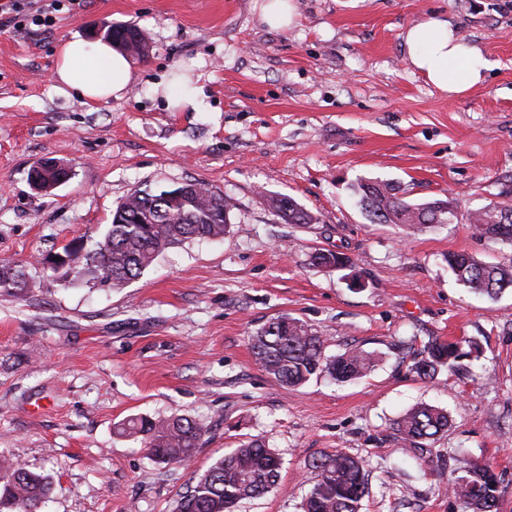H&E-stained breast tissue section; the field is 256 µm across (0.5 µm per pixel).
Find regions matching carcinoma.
<instances>
[{"label": "carcinoma", "instance_id": "1", "mask_svg": "<svg viewBox=\"0 0 512 512\" xmlns=\"http://www.w3.org/2000/svg\"><path fill=\"white\" fill-rule=\"evenodd\" d=\"M360 203L373 224H395L411 235L434 224H446L458 213L442 200L411 204L397 196L387 183L368 181L359 186ZM267 203L290 224L307 225L315 216L294 198L272 194ZM233 199L193 182L154 190L145 186L130 194L115 210L111 227L93 247L80 246L71 256L65 274L73 280L88 278L103 287L119 288L139 277L163 250L189 239H219L230 224ZM466 220L475 233L490 241L512 244V203L469 212ZM313 261L322 266H348L341 252L318 250ZM448 267L457 280L472 291L496 297L512 288V259L488 265L472 253L448 254ZM27 290L24 269L0 264V292L21 296ZM256 361L272 381L299 386L312 376L328 373L337 382L363 376L371 357L348 351L333 360L325 357L323 341L302 321L282 315L270 320L251 337ZM477 342L431 340L411 371L422 380H435L446 370H466V362L479 357ZM448 428V414L441 408L420 404L394 423L404 448H423ZM127 436H142L150 456L159 464H179L201 445L203 428L194 420L177 416L153 420L135 417L118 427ZM282 462L275 450L258 439L241 443L217 459L183 496L175 512H234L246 499L274 489ZM310 489L303 512H360L368 492L362 461L342 451L325 452L308 463ZM48 491L47 478L0 455V512H39ZM453 492L470 512H493L498 506V480L488 465L472 464L453 480Z\"/></svg>", "mask_w": 512, "mask_h": 512}]
</instances>
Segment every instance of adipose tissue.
Wrapping results in <instances>:
<instances>
[{"mask_svg":"<svg viewBox=\"0 0 512 512\" xmlns=\"http://www.w3.org/2000/svg\"><path fill=\"white\" fill-rule=\"evenodd\" d=\"M403 39L411 65L437 89L454 96L484 83L491 67L482 48L463 41L441 16L409 27ZM51 79L59 94L96 103L122 99L133 69L128 57L112 44L68 40L59 49Z\"/></svg>","mask_w":512,"mask_h":512,"instance_id":"obj_1","label":"adipose tissue"}]
</instances>
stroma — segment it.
<instances>
[{
    "label": "stroma",
    "mask_w": 512,
    "mask_h": 512,
    "mask_svg": "<svg viewBox=\"0 0 512 512\" xmlns=\"http://www.w3.org/2000/svg\"><path fill=\"white\" fill-rule=\"evenodd\" d=\"M262 0H37L0 29V261L21 265L24 295H0V454L43 472L40 512H174L208 467L253 438L283 461L277 488L237 512H302L307 463L340 450L362 460L361 512H464L457 460L491 465L512 512V289L473 293L448 267L461 249L492 264L512 244L477 237L463 214L512 200V0H298L296 26L269 29ZM53 22L30 21L35 9ZM448 17L494 63L451 97L415 70L410 26ZM104 24H132L149 46L124 98L58 94L56 51ZM190 79L200 107L172 109L155 83ZM53 158L71 178L37 193L27 172ZM205 183L233 198L224 239L164 250L123 287L74 282L47 256L100 239L136 188ZM461 212L411 238L373 224L358 183ZM293 197L316 217L290 224L267 204ZM352 267L312 263L316 250ZM307 324L333 357L375 358L362 379L276 385L250 338L270 319ZM470 339L469 371L420 380L432 339ZM420 403L447 410L431 453L392 430ZM182 415L204 430L187 461L161 465L131 417Z\"/></svg>",
    "instance_id": "stroma-1"
}]
</instances>
